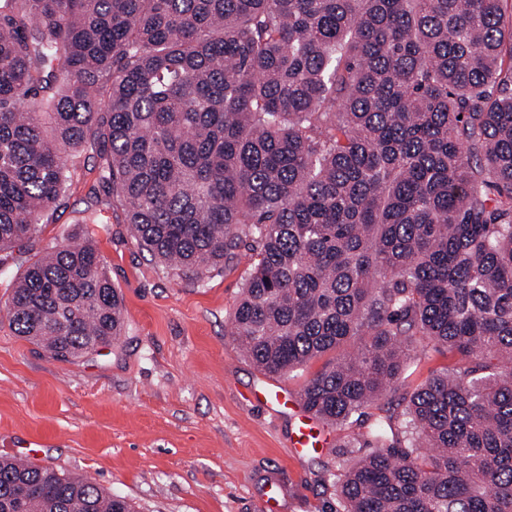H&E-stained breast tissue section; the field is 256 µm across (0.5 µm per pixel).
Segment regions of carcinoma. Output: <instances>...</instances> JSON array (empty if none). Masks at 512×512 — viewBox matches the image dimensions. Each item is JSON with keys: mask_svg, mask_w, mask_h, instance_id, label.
<instances>
[{"mask_svg": "<svg viewBox=\"0 0 512 512\" xmlns=\"http://www.w3.org/2000/svg\"><path fill=\"white\" fill-rule=\"evenodd\" d=\"M196 281L250 240L231 336L345 422L425 340L470 366L342 447V512H512V0H0V251L64 204L67 155ZM13 332L71 361L121 335L88 241L33 260ZM0 512H135L0 458Z\"/></svg>", "mask_w": 512, "mask_h": 512, "instance_id": "obj_1", "label": "carcinoma"}]
</instances>
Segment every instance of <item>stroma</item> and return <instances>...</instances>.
I'll return each mask as SVG.
<instances>
[{"label":"stroma","instance_id":"stroma-1","mask_svg":"<svg viewBox=\"0 0 512 512\" xmlns=\"http://www.w3.org/2000/svg\"><path fill=\"white\" fill-rule=\"evenodd\" d=\"M68 164L67 204L44 217L32 252L90 239L123 300V329L97 352L52 359L8 325L21 269L17 251L0 252V457L39 444L31 464L89 477L137 512H262L271 497L281 512H335L337 475L366 454L346 452L344 436L401 412L432 375L461 368L429 344L372 407L320 422L321 447L294 454L295 412L267 405L262 392L300 397L332 356L272 376L238 347L231 319L251 251L239 248L200 282L176 275L141 249L121 206L91 198L96 154L75 153Z\"/></svg>","mask_w":512,"mask_h":512}]
</instances>
